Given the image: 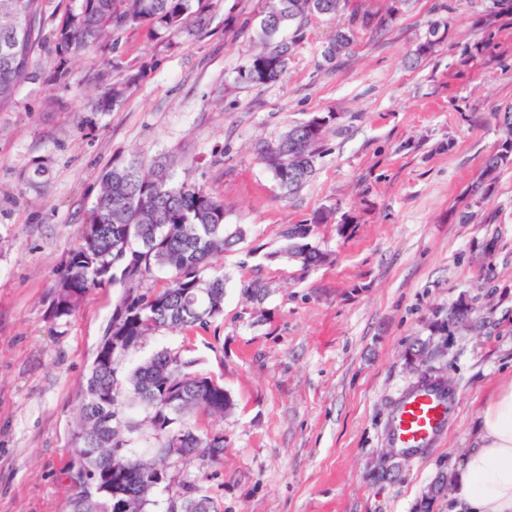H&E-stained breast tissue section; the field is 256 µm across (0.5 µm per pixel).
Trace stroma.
<instances>
[{
  "label": "stroma",
  "instance_id": "35a3bbf8",
  "mask_svg": "<svg viewBox=\"0 0 512 512\" xmlns=\"http://www.w3.org/2000/svg\"><path fill=\"white\" fill-rule=\"evenodd\" d=\"M261 7L202 0L193 38L144 25L67 60L46 46L0 111V512L71 510L73 422L118 291L91 289L57 323L50 286L116 157L168 158L175 181L223 199L226 232H244L213 261L222 316L161 331L121 361L179 350L233 403L197 421L223 435V456L170 469L149 512L190 483L213 512H448V492H428L471 448L483 400L512 379V165L472 192L504 138L496 112L512 106V12L495 0H348L346 16L373 22L343 64L322 57L340 19L311 15L282 34L293 44L282 80L244 84ZM106 58L144 74L110 112L95 107ZM314 116L329 119L317 171L285 194L257 148ZM36 158L50 182L22 191ZM324 209L331 221L311 241L326 262L277 258L283 230ZM462 302L475 330L440 336ZM424 375L457 393L448 426L420 456H388L391 412Z\"/></svg>",
  "mask_w": 512,
  "mask_h": 512
}]
</instances>
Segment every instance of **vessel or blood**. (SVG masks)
Listing matches in <instances>:
<instances>
[{"instance_id": "b4317fda", "label": "vessel or blood", "mask_w": 512, "mask_h": 512, "mask_svg": "<svg viewBox=\"0 0 512 512\" xmlns=\"http://www.w3.org/2000/svg\"><path fill=\"white\" fill-rule=\"evenodd\" d=\"M455 405L453 389L427 378L420 379L402 395L393 410L389 442L399 454H422L439 437Z\"/></svg>"}]
</instances>
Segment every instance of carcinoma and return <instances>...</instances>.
Instances as JSON below:
<instances>
[{
	"mask_svg": "<svg viewBox=\"0 0 512 512\" xmlns=\"http://www.w3.org/2000/svg\"><path fill=\"white\" fill-rule=\"evenodd\" d=\"M201 0H81L68 10L51 33L62 55L79 56L105 44L116 30L144 24L156 31L195 36L200 28L187 26L193 3ZM345 0H268L260 19L262 48L237 71L243 83L279 80L292 44L279 39L295 20L312 13L340 15ZM44 0H0V110L11 106L17 89L33 79L34 54L46 40ZM366 15L351 18L336 29L322 51L332 62L348 54L356 26H367ZM144 76L112 78L96 107L113 110ZM508 137L484 163L483 178L474 186L484 194L485 183L512 162V107L500 113ZM326 119L313 117L290 126L278 140L263 144L258 160L290 194L315 172ZM49 166L34 160L21 176L27 189L48 185ZM224 201L204 188L177 182L161 161L145 168L116 159L98 178L95 201L86 214L78 240L56 274L52 318L75 317L86 293L99 286H119L117 300L97 345L81 392L79 416L70 439L71 464L67 478L74 490L72 512H116V500L133 503L132 512H147L157 485L151 475L171 465L189 464L199 451L210 459L224 452V436L203 434L193 423L199 414L221 415L231 398L220 382L199 374L196 360L163 348L131 370H119V360L161 330L192 329L218 318L224 309V272L212 259L235 246L242 231L224 229ZM309 224H291L283 231L279 254H289L302 268L321 265L326 254L310 241ZM168 274L160 288L141 291L148 281ZM208 313L202 314L200 310ZM474 308L460 304L448 313L447 331L459 319H471ZM145 413L150 426L152 454H132L133 435L142 422L134 407ZM183 435L181 451L170 455L169 435ZM167 512H211V501L189 485L185 494L168 504Z\"/></svg>",
	"mask_w": 512,
	"mask_h": 512,
	"instance_id": "carcinoma-1",
	"label": "carcinoma"
}]
</instances>
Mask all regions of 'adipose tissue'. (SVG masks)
Instances as JSON below:
<instances>
[{
  "label": "adipose tissue",
  "mask_w": 512,
  "mask_h": 512,
  "mask_svg": "<svg viewBox=\"0 0 512 512\" xmlns=\"http://www.w3.org/2000/svg\"><path fill=\"white\" fill-rule=\"evenodd\" d=\"M451 512H512V382L481 407L475 446L451 480Z\"/></svg>",
  "instance_id": "obj_1"
}]
</instances>
